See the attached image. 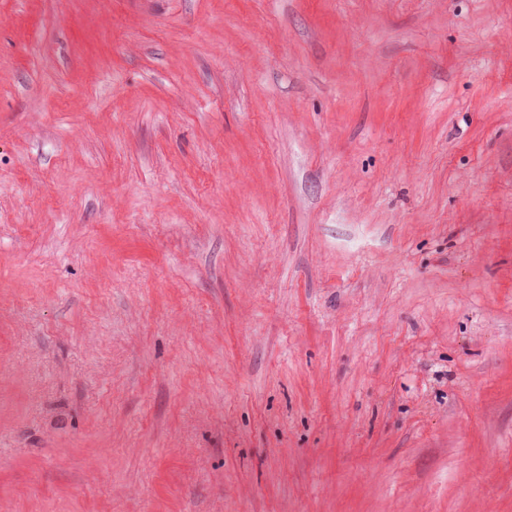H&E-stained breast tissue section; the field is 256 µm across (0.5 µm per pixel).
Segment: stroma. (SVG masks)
Returning <instances> with one entry per match:
<instances>
[{
	"instance_id": "1",
	"label": "stroma",
	"mask_w": 512,
	"mask_h": 512,
	"mask_svg": "<svg viewBox=\"0 0 512 512\" xmlns=\"http://www.w3.org/2000/svg\"><path fill=\"white\" fill-rule=\"evenodd\" d=\"M0 512H512V0H0Z\"/></svg>"
}]
</instances>
